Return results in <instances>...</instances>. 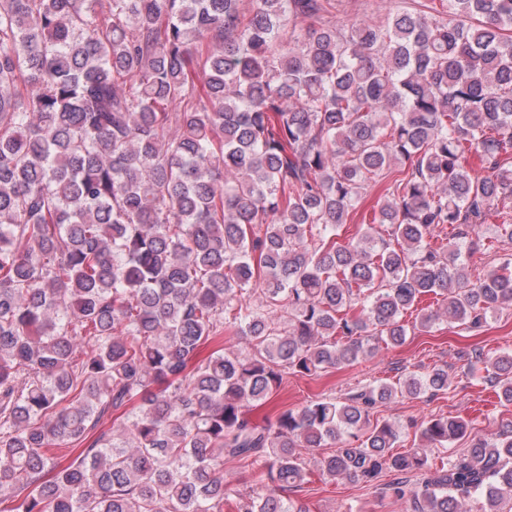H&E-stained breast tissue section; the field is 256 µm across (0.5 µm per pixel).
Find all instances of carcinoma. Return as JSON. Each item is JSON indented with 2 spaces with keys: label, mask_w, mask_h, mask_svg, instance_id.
Listing matches in <instances>:
<instances>
[{
  "label": "carcinoma",
  "mask_w": 512,
  "mask_h": 512,
  "mask_svg": "<svg viewBox=\"0 0 512 512\" xmlns=\"http://www.w3.org/2000/svg\"><path fill=\"white\" fill-rule=\"evenodd\" d=\"M241 2L0 0V512H307L288 493L314 469L411 474L389 486L411 512H512V431L437 466L466 420L427 421L405 453L370 424L447 393L446 364L246 413L403 345L409 312L427 333L512 306V260H461L494 214L512 243V0H421L381 25ZM375 186L388 238L340 239ZM232 330L249 353L196 360ZM490 363L512 404V353ZM226 457L260 465L262 490L231 491Z\"/></svg>",
  "instance_id": "obj_1"
}]
</instances>
